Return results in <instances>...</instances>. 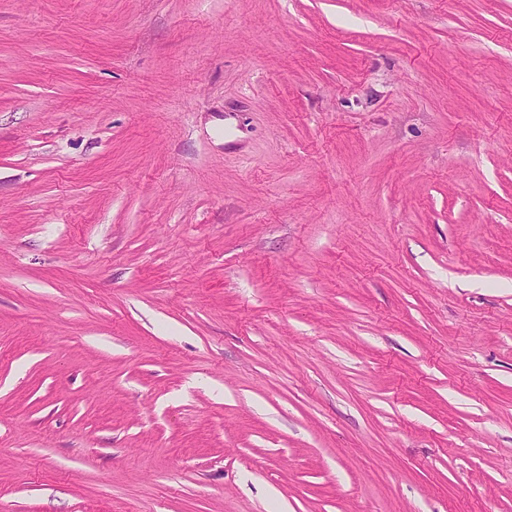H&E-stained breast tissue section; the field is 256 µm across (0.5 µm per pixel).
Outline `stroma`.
<instances>
[{
	"mask_svg": "<svg viewBox=\"0 0 512 512\" xmlns=\"http://www.w3.org/2000/svg\"><path fill=\"white\" fill-rule=\"evenodd\" d=\"M0 512H512V0H0Z\"/></svg>",
	"mask_w": 512,
	"mask_h": 512,
	"instance_id": "stroma-1",
	"label": "stroma"
}]
</instances>
